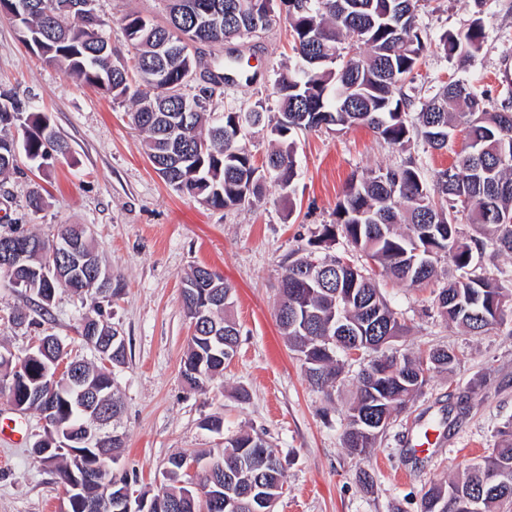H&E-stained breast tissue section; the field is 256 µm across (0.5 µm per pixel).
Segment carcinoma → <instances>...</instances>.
Segmentation results:
<instances>
[{
	"label": "carcinoma",
	"mask_w": 512,
	"mask_h": 512,
	"mask_svg": "<svg viewBox=\"0 0 512 512\" xmlns=\"http://www.w3.org/2000/svg\"><path fill=\"white\" fill-rule=\"evenodd\" d=\"M30 8L18 21L19 34L47 62L59 64L78 81L98 88L114 100H127L134 108L133 120L145 133L144 146L150 160L175 156L178 164L162 179L173 190L214 208L253 205L262 182L270 177L281 188L293 187L296 177L294 135L323 126L338 129L364 125L391 146L404 149L411 141L407 119L412 100L405 88L414 83L426 51L418 26L422 0H169V23L148 24L140 16L125 18L124 30L134 49L132 64L112 59V47L103 36L90 39L89 21L68 9L70 0H27ZM190 3L219 7L224 26L195 33L203 44L229 42L266 29L275 16L288 23L294 67L279 73L274 93L279 118L271 127L277 144L264 167L255 164L244 136H235L239 125L263 124L264 113L226 112L212 118L203 105L206 89L189 97V66L195 54L156 51L164 40L181 41L195 24L186 11ZM483 36L476 19L465 31L444 34L439 39L445 53L464 68L479 51ZM418 134L434 151L448 148L457 129L465 133V146L454 164L437 172L432 185L421 178L412 160L398 167L380 168L351 179L336 202L333 220L308 240L301 256L284 268L280 281L277 321L288 345L301 357L306 377L316 389L332 395L341 375L338 355H348L368 343L385 360L383 375L374 367L365 370L346 413L343 441L351 453L361 455L374 447L377 436L355 431L354 420L379 408L392 416L404 410L421 392L429 373L448 369L455 355L444 349L426 354L396 357L382 352L392 340L406 333L396 313L382 298L373 277L346 257L320 256L328 267L332 285L327 288L300 286L298 276L304 258L341 234L354 251L379 265L384 274L410 286L430 281L445 258L461 272L439 289L435 297L440 317L473 335H482L512 317V289L507 272H487L475 264V255L490 248L512 254V100L489 111L484 99L460 80L447 83L418 113ZM44 163L50 152L64 156L68 144L45 115L27 112L26 106L0 93V174L15 168L16 152ZM468 213L474 234L465 235L457 213ZM82 238V247L93 250L80 224L59 228L50 243L36 235H16L38 246L28 268L19 274L20 287L39 295L46 290L41 277L43 259L60 250L69 238ZM208 267L197 266L187 277L182 300L186 313L206 305L219 335L201 329L188 340L182 358V376L194 389L224 372L222 339L239 343V330L228 316L229 306L213 290L193 287ZM74 294L99 299L100 283L67 285ZM344 321L349 333L366 337V343L333 336L329 323ZM53 356H64L76 365L82 388L99 389V402L122 412L123 403L114 378L105 366L71 357L61 339L45 335ZM42 366L12 353L0 355V392L26 400L25 409L51 420V434L34 449L40 459L50 460L61 482L89 471L97 477L83 483L80 501L69 512H100L108 486L125 482L112 473V456L123 442L110 448H64L58 434H80L88 420L77 416L80 388L61 377L38 398L25 395L23 382L41 375ZM223 462V469L203 477L207 498L184 495L186 478L175 455L162 473L163 487L147 500V512H228L220 505L226 489L235 487L241 496L237 512H250L253 502L248 482L260 478L263 493L273 495L285 483V471L274 450L257 435L240 432L224 439V446L199 452ZM462 491L480 500L481 512H512V423L500 431V441L466 471L448 481L431 485L422 496L421 512H432L431 503H448L446 512H458L451 503Z\"/></svg>",
	"instance_id": "1"
}]
</instances>
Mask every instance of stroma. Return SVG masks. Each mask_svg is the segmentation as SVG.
I'll list each match as a JSON object with an SVG mask.
<instances>
[{
  "instance_id": "1",
  "label": "stroma",
  "mask_w": 512,
  "mask_h": 512,
  "mask_svg": "<svg viewBox=\"0 0 512 512\" xmlns=\"http://www.w3.org/2000/svg\"><path fill=\"white\" fill-rule=\"evenodd\" d=\"M115 58L128 59L123 30L127 15L165 23L167 0H98ZM483 23V39L470 67L436 43L446 32ZM419 26L430 46L410 89L412 112L449 77L465 79L494 110L512 97V0H429ZM204 60L219 63L229 53L255 71L252 83L227 82L208 103L209 112L260 108L278 115L275 80L295 64L288 27L276 19L266 30L224 44H202ZM0 92L29 102L49 116L70 152L40 165L19 158L16 170L0 176V234L35 233L53 238L62 224H84L92 245L119 293L96 308L58 290L50 306L30 291L0 277V350L21 356L47 334L70 343L93 361L97 355L79 336L82 318L101 316L125 338L127 363L116 372L125 409L120 420L124 446L114 467L135 496H153L163 483L169 456L191 455L220 446L223 436L261 435L285 468L286 490L275 512H420L431 483L459 476L491 448L512 420V323L475 336L442 320L436 311L437 284L408 286L377 277L381 295L408 328L387 353L451 350L456 360L431 372L423 393L394 416L366 456L351 455L342 434L357 377L373 356H345L332 396L308 382L298 355L276 325L278 285L284 265L306 247L332 212L352 177L395 167L415 158L425 181L449 167L463 145L455 136L443 151L412 144L402 151L372 130L322 127L296 135L298 176L292 191L266 180L261 202L214 208L179 194L156 173L142 137L131 123V105L66 76L21 41L11 15L0 12ZM40 190L44 205L32 211L28 197ZM197 266L220 272L234 289L232 314L240 340L234 359L205 390L190 388L181 361L191 321L181 291ZM25 324H16V314ZM217 414L224 432L202 428ZM0 512H61L64 490L33 450L42 420L37 412L15 411L0 393ZM439 430V445L414 452L410 439L422 426Z\"/></svg>"
}]
</instances>
